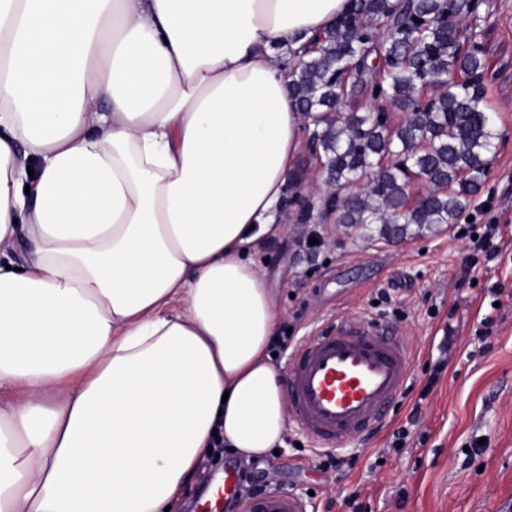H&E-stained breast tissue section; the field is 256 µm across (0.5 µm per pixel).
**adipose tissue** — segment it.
<instances>
[{
	"label": "adipose tissue",
	"mask_w": 512,
	"mask_h": 512,
	"mask_svg": "<svg viewBox=\"0 0 512 512\" xmlns=\"http://www.w3.org/2000/svg\"><path fill=\"white\" fill-rule=\"evenodd\" d=\"M349 0H0V512H165L281 445L288 65Z\"/></svg>",
	"instance_id": "adipose-tissue-1"
}]
</instances>
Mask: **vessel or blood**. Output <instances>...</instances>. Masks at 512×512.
Returning <instances> with one entry per match:
<instances>
[{
	"instance_id": "1",
	"label": "vessel or blood",
	"mask_w": 512,
	"mask_h": 512,
	"mask_svg": "<svg viewBox=\"0 0 512 512\" xmlns=\"http://www.w3.org/2000/svg\"><path fill=\"white\" fill-rule=\"evenodd\" d=\"M410 353L364 322L337 321L294 351L288 376L291 418L320 446L333 448L374 427L404 391ZM244 512H305L293 494L247 501Z\"/></svg>"
}]
</instances>
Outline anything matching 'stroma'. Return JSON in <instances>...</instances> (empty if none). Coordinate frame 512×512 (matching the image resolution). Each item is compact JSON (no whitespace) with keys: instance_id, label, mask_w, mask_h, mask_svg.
<instances>
[{"instance_id":"obj_1","label":"stroma","mask_w":512,"mask_h":512,"mask_svg":"<svg viewBox=\"0 0 512 512\" xmlns=\"http://www.w3.org/2000/svg\"><path fill=\"white\" fill-rule=\"evenodd\" d=\"M477 25L502 137L467 218L373 239L324 212L328 187L311 169L300 188L314 206L311 221L281 204L280 231L253 249L278 330L293 334L275 364L289 366L296 345L336 318L366 319L409 348L411 393L390 405L382 428L335 449L354 459L352 468L323 467L322 450L292 422L279 453L247 463L228 451L222 469L197 472L181 498L193 512H206L203 485L221 482L229 468L292 493L307 512H512V0H486ZM489 226L492 241L474 248ZM313 234L320 244L311 249ZM440 357L444 371L419 396ZM402 425L409 436L396 451Z\"/></svg>"}]
</instances>
